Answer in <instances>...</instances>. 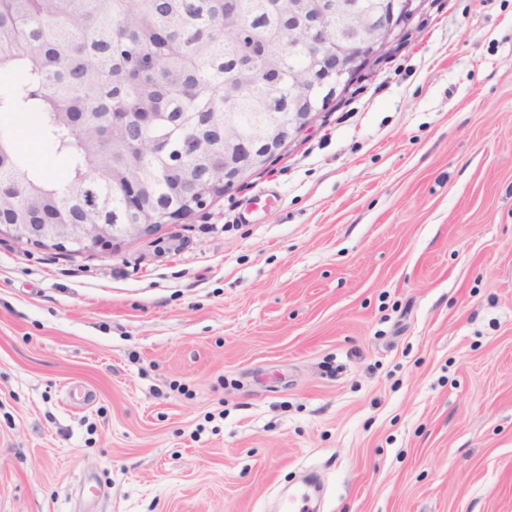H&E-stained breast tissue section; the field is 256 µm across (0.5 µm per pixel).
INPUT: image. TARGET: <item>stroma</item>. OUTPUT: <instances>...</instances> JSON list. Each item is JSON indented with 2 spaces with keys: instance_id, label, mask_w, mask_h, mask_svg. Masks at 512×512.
<instances>
[{
  "instance_id": "stroma-1",
  "label": "stroma",
  "mask_w": 512,
  "mask_h": 512,
  "mask_svg": "<svg viewBox=\"0 0 512 512\" xmlns=\"http://www.w3.org/2000/svg\"><path fill=\"white\" fill-rule=\"evenodd\" d=\"M68 180L38 115L0 119ZM512 512V0H421L182 223L0 237V512Z\"/></svg>"
}]
</instances>
